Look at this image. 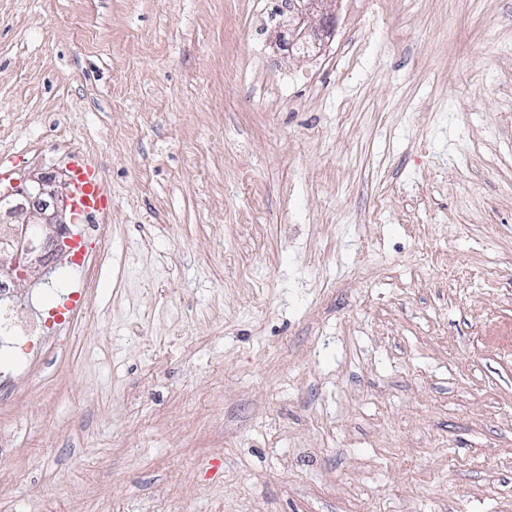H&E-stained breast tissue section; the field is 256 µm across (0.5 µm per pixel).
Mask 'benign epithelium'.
I'll use <instances>...</instances> for the list:
<instances>
[{
	"mask_svg": "<svg viewBox=\"0 0 512 512\" xmlns=\"http://www.w3.org/2000/svg\"><path fill=\"white\" fill-rule=\"evenodd\" d=\"M288 9L280 42L297 44L305 54L320 52L336 26V0H299ZM55 176H33L29 184L0 196V224L12 225L11 250L0 256V270L19 285L38 271L36 260L54 257L69 246V197L52 189Z\"/></svg>",
	"mask_w": 512,
	"mask_h": 512,
	"instance_id": "obj_1",
	"label": "benign epithelium"
}]
</instances>
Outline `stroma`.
<instances>
[{"mask_svg":"<svg viewBox=\"0 0 512 512\" xmlns=\"http://www.w3.org/2000/svg\"><path fill=\"white\" fill-rule=\"evenodd\" d=\"M274 4L0 0V186L112 195L0 512H512V0H337L308 58ZM72 208L76 213H99L109 207L110 192L92 165L74 164ZM107 213L90 215V219L85 224H77V228L81 230V235L88 239H95L98 241L100 247L99 251L90 255H85L80 262H74L75 264L82 266L84 271L83 287L87 285L88 278L92 277L98 269L102 258V248L109 238L111 230V224L105 222Z\"/></svg>","mask_w":512,"mask_h":512,"instance_id":"obj_1","label":"stroma"}]
</instances>
